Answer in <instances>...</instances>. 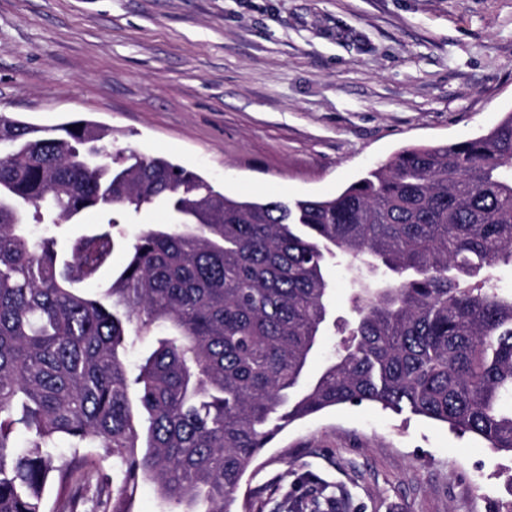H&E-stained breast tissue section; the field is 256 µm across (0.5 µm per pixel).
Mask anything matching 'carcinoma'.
<instances>
[{
    "label": "carcinoma",
    "mask_w": 512,
    "mask_h": 512,
    "mask_svg": "<svg viewBox=\"0 0 512 512\" xmlns=\"http://www.w3.org/2000/svg\"><path fill=\"white\" fill-rule=\"evenodd\" d=\"M157 203L170 222L123 241L116 215ZM93 209L114 216L58 258L52 230ZM122 241L104 298L82 294ZM339 257L354 288L336 321L325 266ZM499 264L512 266V112L292 202L114 151L91 120L0 115V512H131L147 481L178 512H231L284 428L339 405L512 453V291L485 275ZM331 329L336 351L309 380Z\"/></svg>",
    "instance_id": "cac0c4a2"
}]
</instances>
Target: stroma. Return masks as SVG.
I'll use <instances>...</instances> for the list:
<instances>
[{
    "label": "stroma",
    "mask_w": 512,
    "mask_h": 512,
    "mask_svg": "<svg viewBox=\"0 0 512 512\" xmlns=\"http://www.w3.org/2000/svg\"><path fill=\"white\" fill-rule=\"evenodd\" d=\"M512 112V0H0V113L88 119L231 196H335L400 149ZM512 456L408 412L286 427L234 512H512Z\"/></svg>",
    "instance_id": "obj_1"
}]
</instances>
